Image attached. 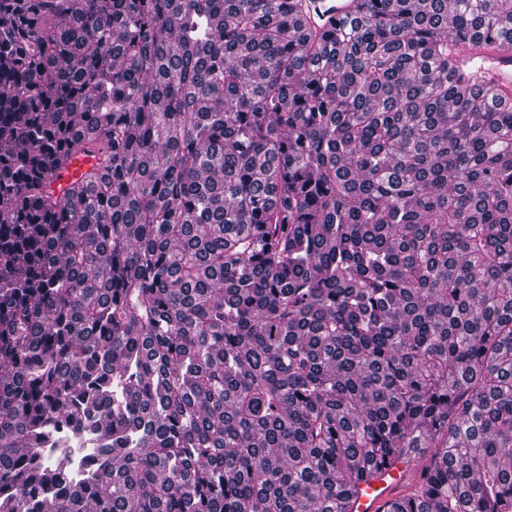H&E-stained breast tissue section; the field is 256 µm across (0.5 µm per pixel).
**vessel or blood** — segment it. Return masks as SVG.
Returning <instances> with one entry per match:
<instances>
[{
	"label": "vessel or blood",
	"mask_w": 512,
	"mask_h": 512,
	"mask_svg": "<svg viewBox=\"0 0 512 512\" xmlns=\"http://www.w3.org/2000/svg\"><path fill=\"white\" fill-rule=\"evenodd\" d=\"M460 56L466 60L482 58V86L499 91L502 95L512 94V50L491 48L474 50L464 48ZM104 152L100 144H89L85 150L73 156L63 167L49 175L48 188L54 196H63L75 182L81 181L103 165ZM416 487V478L411 459L400 458L387 464L373 467L366 478L359 483L349 500L348 512H387L389 504L405 496Z\"/></svg>",
	"instance_id": "b4317fda"
}]
</instances>
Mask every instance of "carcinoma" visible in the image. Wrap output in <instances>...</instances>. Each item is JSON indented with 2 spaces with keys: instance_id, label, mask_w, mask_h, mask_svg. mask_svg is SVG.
Returning a JSON list of instances; mask_svg holds the SVG:
<instances>
[{
  "instance_id": "cac0c4a2",
  "label": "carcinoma",
  "mask_w": 512,
  "mask_h": 512,
  "mask_svg": "<svg viewBox=\"0 0 512 512\" xmlns=\"http://www.w3.org/2000/svg\"><path fill=\"white\" fill-rule=\"evenodd\" d=\"M299 10L0 0V512H512V0ZM464 60L483 58L481 63L482 89L499 91L502 95L512 98V50L504 47L474 50L466 47L460 52ZM85 149V152L73 156L63 167L50 173L48 189L55 197H62L74 182H80L91 171L101 169L104 159L102 146L92 143ZM413 471V463L408 457L373 467L350 498L347 512H388L393 500L416 488Z\"/></svg>"
}]
</instances>
